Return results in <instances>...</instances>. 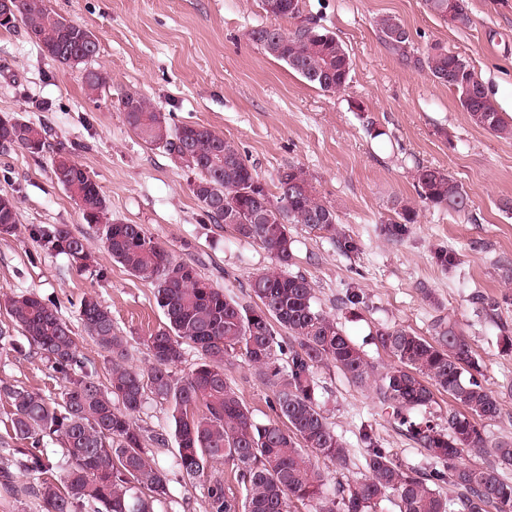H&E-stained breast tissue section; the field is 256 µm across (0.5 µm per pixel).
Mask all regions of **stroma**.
Instances as JSON below:
<instances>
[{
	"mask_svg": "<svg viewBox=\"0 0 512 512\" xmlns=\"http://www.w3.org/2000/svg\"><path fill=\"white\" fill-rule=\"evenodd\" d=\"M306 3L352 60L351 79L338 92L306 84L247 39L249 29L267 21L260 0H49L57 13L99 36L94 66L107 83L88 98L82 69L45 58L23 28L0 30V117L48 126L52 142L72 149L99 185L113 219L142 225L175 259L195 263L225 294L243 300L251 277L273 266L270 253L209 221L190 191L196 173L138 139L119 99L140 93L171 124L198 123L223 134L267 184L283 166H303L357 249L343 253L318 232L290 225V272L314 282L318 307L380 370L393 360L373 342L378 328L400 324L428 339L437 318L456 325L502 407L499 419L481 426L493 440H512V355L501 352L497 327L476 317L472 303L477 291L499 301L500 317L512 328V217L498 208L512 197V139L471 124L455 93L390 54L374 26L378 15L394 14L416 47L437 42L464 57L512 122V0H468L470 22L461 27L429 14L423 0ZM370 125L383 129V137L371 138ZM51 163L48 153L0 150V194L15 197L21 224L17 235L0 236V295L31 291L55 301L80 354L103 379L108 366L77 319L82 297L96 295L128 337L131 364L146 366L141 340L164 321L153 287L112 260L56 183ZM419 166L447 170L470 197L469 211L421 203L412 178ZM406 204L415 207L417 221L401 241L389 240L381 226ZM44 224H65L86 237L93 265L80 272L66 255L42 250L33 232ZM439 248L455 255L454 267L437 263ZM349 288L364 296L353 311L336 306ZM227 375L257 422L275 420L271 388L238 360ZM318 376L328 422L350 450L351 476L363 471L365 425L400 463L426 465L422 448L386 422L370 389L330 365ZM0 381L54 398L62 386L22 338L0 349ZM134 421L147 435L167 438L149 446L152 463L170 479V496L156 512H207L205 486L184 485L172 469L176 444L166 404L148 400Z\"/></svg>",
	"mask_w": 512,
	"mask_h": 512,
	"instance_id": "1",
	"label": "stroma"
}]
</instances>
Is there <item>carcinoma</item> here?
Returning <instances> with one entry per match:
<instances>
[{
	"mask_svg": "<svg viewBox=\"0 0 512 512\" xmlns=\"http://www.w3.org/2000/svg\"><path fill=\"white\" fill-rule=\"evenodd\" d=\"M13 2L15 21L45 57L62 66L83 67L88 93L102 88L105 76L91 66L100 50L95 32L75 21L68 26L57 22V12L46 0ZM282 2L273 22L249 30L248 40L308 85L328 93L341 90L352 69L347 49L306 14V0ZM279 19L293 21V28L282 29L275 24ZM443 22L468 25V0H455L452 19ZM375 28L398 59L453 90L472 124L512 139V125L464 58L438 43L415 49L410 31L395 15L376 17ZM120 106L129 128L150 148L175 160L187 147L201 160V168H193L200 187L191 191L208 218L266 249L276 266L249 280V298L256 303L224 294L195 264L175 260L142 225L113 220L98 184L66 147L48 141L47 127L20 116L0 118V148L33 155L52 152L56 183L75 201L84 223L96 227L112 260L153 286L165 317L162 326L143 338L149 364L135 367L129 363L128 340L117 331L111 312L96 296L83 297L78 320L106 354L104 384L80 357L72 327L54 303L34 292L0 300L12 326L63 382L58 402L39 391L0 384V395L13 407L3 447H10L11 440L29 444L0 460V491L19 503L35 498L42 512H154V503L169 497V478L149 462L145 435L133 421L153 398L168 408L176 444L173 466L184 484L206 486L210 512H287L294 499L309 503L313 512H383V502L392 496L399 512H512V483L498 472L500 466L512 465V442L492 441L478 427L477 420H494L502 408L482 382L481 365L466 336L442 318L430 340L402 326L383 327L376 342L396 365L377 372L336 319L316 307L313 281L285 271L293 259L291 224L325 233L345 253L356 250L335 208L316 198L306 170L283 167L272 191L235 143L211 128L197 123L173 127L135 92L124 93ZM414 181L423 204L457 213L468 210V194L448 171L419 166ZM415 222L416 210L405 205L383 232L401 239ZM18 229L16 201L1 194L0 235L13 236ZM34 238L42 248L67 255L76 269L90 266L86 238L68 225H42ZM472 300L478 316L497 325L503 351L512 353V335L501 322L498 302L477 292ZM189 348L197 362L178 377L174 369ZM237 359L272 388L271 408L278 421L257 422L242 402L226 373V365ZM324 364L355 385L371 388L388 422L443 469L403 467L366 430L364 478L328 489L315 458H326L342 471L349 469L350 456L320 406L325 387L317 369ZM441 391L452 401L448 410L416 419L414 413L435 404ZM56 441L67 457L58 470L48 454ZM465 457L488 462L468 465L462 462ZM16 462L39 481L19 483L11 471ZM227 463L244 484L241 501L224 489L220 466ZM445 480L456 489L449 499L431 487Z\"/></svg>",
	"mask_w": 512,
	"mask_h": 512,
	"instance_id": "cac0c4a2",
	"label": "carcinoma"
}]
</instances>
